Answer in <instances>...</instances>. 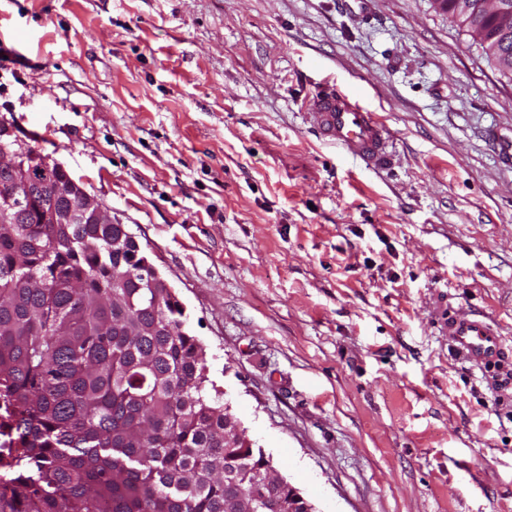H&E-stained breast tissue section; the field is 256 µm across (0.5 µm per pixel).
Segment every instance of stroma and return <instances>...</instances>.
<instances>
[{"instance_id": "obj_1", "label": "stroma", "mask_w": 512, "mask_h": 512, "mask_svg": "<svg viewBox=\"0 0 512 512\" xmlns=\"http://www.w3.org/2000/svg\"><path fill=\"white\" fill-rule=\"evenodd\" d=\"M393 134L366 167L307 102ZM126 224L316 512H512V79L433 0H0V117ZM314 125L325 141L342 148L366 166L382 167L389 160L391 133L353 96L331 89L309 104ZM444 327L454 346L477 364L495 363L504 355L501 332L484 321L455 315L444 318Z\"/></svg>"}]
</instances>
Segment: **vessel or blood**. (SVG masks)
Masks as SVG:
<instances>
[{
    "label": "vessel or blood",
    "mask_w": 512,
    "mask_h": 512,
    "mask_svg": "<svg viewBox=\"0 0 512 512\" xmlns=\"http://www.w3.org/2000/svg\"><path fill=\"white\" fill-rule=\"evenodd\" d=\"M309 109L325 141L369 167H381L389 160V129L353 96L332 89L314 97ZM444 327L454 346L475 363H494L504 355L501 332L484 321L455 315L445 320Z\"/></svg>",
    "instance_id": "1"
}]
</instances>
